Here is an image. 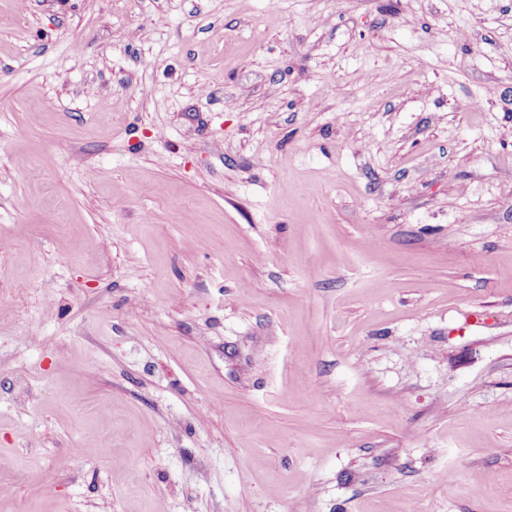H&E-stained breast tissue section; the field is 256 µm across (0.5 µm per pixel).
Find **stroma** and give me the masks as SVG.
Returning <instances> with one entry per match:
<instances>
[{
    "instance_id": "35a3bbf8",
    "label": "stroma",
    "mask_w": 512,
    "mask_h": 512,
    "mask_svg": "<svg viewBox=\"0 0 512 512\" xmlns=\"http://www.w3.org/2000/svg\"><path fill=\"white\" fill-rule=\"evenodd\" d=\"M512 512V0H0V512Z\"/></svg>"
}]
</instances>
